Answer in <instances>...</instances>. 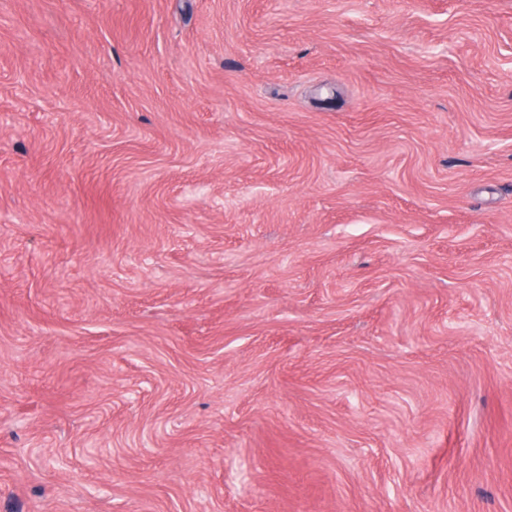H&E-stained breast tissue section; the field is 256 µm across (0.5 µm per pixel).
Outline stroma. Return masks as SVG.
Returning a JSON list of instances; mask_svg holds the SVG:
<instances>
[{
	"instance_id": "35a3bbf8",
	"label": "stroma",
	"mask_w": 512,
	"mask_h": 512,
	"mask_svg": "<svg viewBox=\"0 0 512 512\" xmlns=\"http://www.w3.org/2000/svg\"><path fill=\"white\" fill-rule=\"evenodd\" d=\"M0 512H512V0H0Z\"/></svg>"
}]
</instances>
